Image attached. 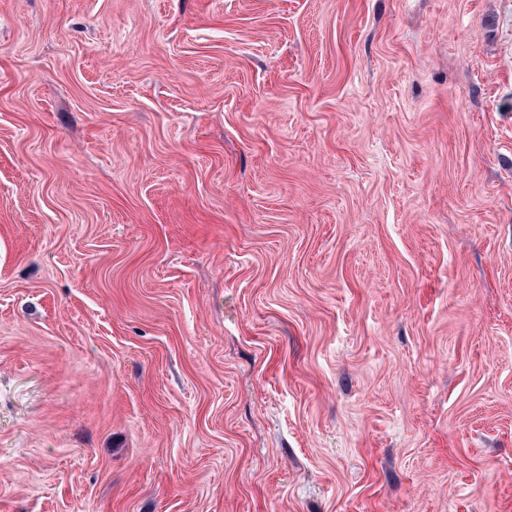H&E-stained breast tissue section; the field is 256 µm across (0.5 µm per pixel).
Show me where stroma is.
<instances>
[{
	"instance_id": "obj_1",
	"label": "stroma",
	"mask_w": 512,
	"mask_h": 512,
	"mask_svg": "<svg viewBox=\"0 0 512 512\" xmlns=\"http://www.w3.org/2000/svg\"><path fill=\"white\" fill-rule=\"evenodd\" d=\"M0 512H512V0H0Z\"/></svg>"
}]
</instances>
